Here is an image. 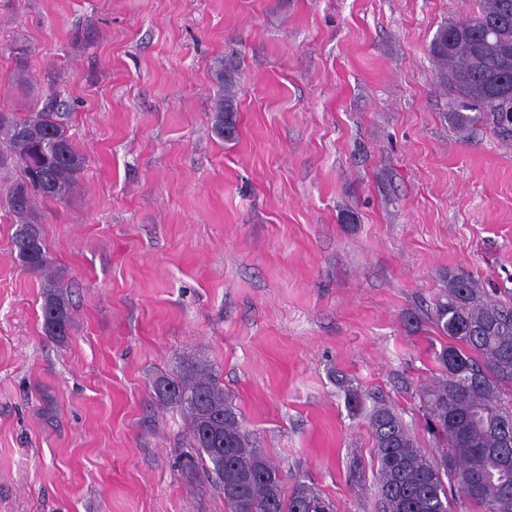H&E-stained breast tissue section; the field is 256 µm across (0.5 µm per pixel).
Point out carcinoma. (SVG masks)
<instances>
[{"label": "carcinoma", "instance_id": "cac0c4a2", "mask_svg": "<svg viewBox=\"0 0 512 512\" xmlns=\"http://www.w3.org/2000/svg\"><path fill=\"white\" fill-rule=\"evenodd\" d=\"M503 0H481L475 23L498 14ZM438 82L452 93L447 118L459 129L484 112L512 123V98L501 96L488 76L512 72V44L483 53L472 40H448L440 26L430 43ZM15 166L20 177L8 191L16 216L12 237L22 266L47 276L42 305L45 331L67 335L70 313L59 282L48 274L49 256L34 212L38 198L65 201L87 166L57 110L35 105L24 113L0 114V166ZM433 324L451 343L435 353L441 375L419 393L425 423L437 453L425 452L413 432L387 403L373 405L368 420L374 444L376 493L381 512H512V445L502 432L512 431V408L501 393L512 389V305L492 300L474 277L457 272L434 307ZM156 396L188 418L201 466L218 485L236 475L243 483L224 494L229 512H309L312 504L334 512L333 504L307 481L284 492L280 469L254 447L243 416L207 365L183 359L173 374L153 381Z\"/></svg>", "mask_w": 512, "mask_h": 512}]
</instances>
